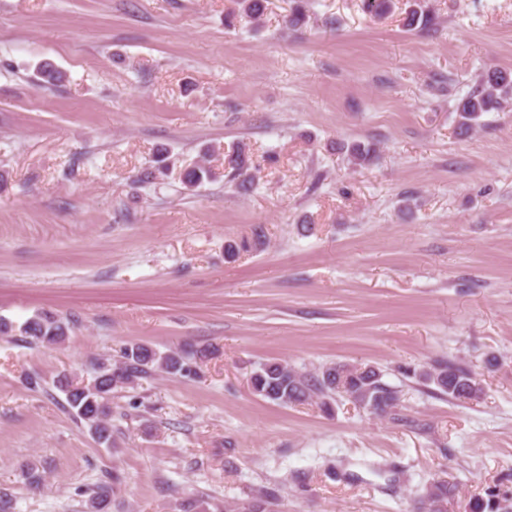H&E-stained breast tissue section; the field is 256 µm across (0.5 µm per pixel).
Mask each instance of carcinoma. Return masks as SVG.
Segmentation results:
<instances>
[{
    "mask_svg": "<svg viewBox=\"0 0 512 512\" xmlns=\"http://www.w3.org/2000/svg\"><path fill=\"white\" fill-rule=\"evenodd\" d=\"M265 0H240V12L253 22L264 15ZM434 16L426 11L413 9L406 16V26L429 27ZM38 84L53 88L63 83L67 75L51 64L42 65L37 71ZM512 102V69L488 70L477 86L461 97L455 106L457 130L461 136L472 133L485 112H501ZM350 162L355 166L372 163L376 158L373 144L353 143L347 147ZM224 172L235 186L248 193L254 188V176L245 147L238 145L224 154ZM214 177L206 163H196L184 169L183 182L195 186ZM29 339L32 345L54 346L65 340L69 324L48 312L36 313L18 328L0 319V335L7 336L14 330ZM203 355L190 346L161 352L145 344L131 343L120 349L118 359L98 365L92 381L84 384L66 376L59 381L68 408L74 418L84 424L100 443L114 445L112 422V391L135 389L141 381L157 373L191 376L196 374L195 359ZM425 386L448 396L455 402L475 401L483 388L475 373L452 364L440 363L429 369L413 372ZM252 391L281 406L317 404L330 409L331 401L344 397L377 416H393L400 402V391L384 381L383 371L375 366L337 362L324 365L315 371L300 370L286 362L271 361L260 365L250 376ZM120 480L112 475V484L102 483L91 490L88 497L89 512H107L113 486ZM457 486L448 481L429 483L421 502L424 512H448V499ZM277 498L271 492H260L246 501L224 506L225 512H278ZM505 509L497 495L489 492L487 498L475 497L469 502V512H501Z\"/></svg>",
    "mask_w": 512,
    "mask_h": 512,
    "instance_id": "carcinoma-1",
    "label": "carcinoma"
}]
</instances>
